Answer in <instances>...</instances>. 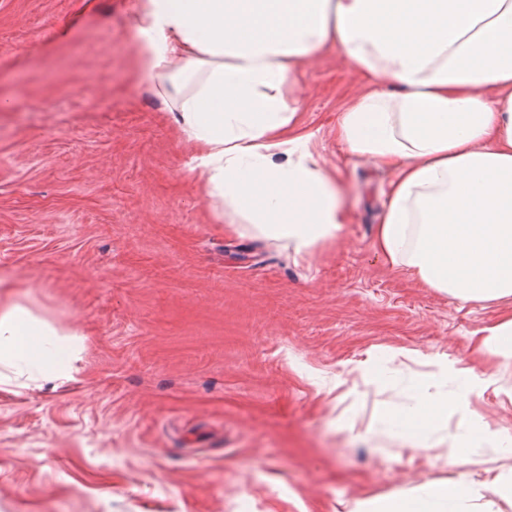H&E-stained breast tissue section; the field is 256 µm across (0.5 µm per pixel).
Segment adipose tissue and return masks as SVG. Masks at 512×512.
I'll use <instances>...</instances> for the list:
<instances>
[{
	"label": "adipose tissue",
	"mask_w": 512,
	"mask_h": 512,
	"mask_svg": "<svg viewBox=\"0 0 512 512\" xmlns=\"http://www.w3.org/2000/svg\"><path fill=\"white\" fill-rule=\"evenodd\" d=\"M136 38L143 76L221 216L301 258L349 220L339 175L320 164L298 116L299 73L337 50L362 87L336 136L392 174L377 257L455 303L512 300V0H140ZM11 288L1 277L0 384L70 381L74 333L12 302ZM429 363L410 403L378 410L368 431L416 454L449 444L456 477L350 512L512 507V470L481 482L469 473L478 449L512 454V429L472 407L489 392L512 399V386L444 353Z\"/></svg>",
	"instance_id": "1"
}]
</instances>
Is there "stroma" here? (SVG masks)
Wrapping results in <instances>:
<instances>
[{
	"label": "stroma",
	"mask_w": 512,
	"mask_h": 512,
	"mask_svg": "<svg viewBox=\"0 0 512 512\" xmlns=\"http://www.w3.org/2000/svg\"><path fill=\"white\" fill-rule=\"evenodd\" d=\"M138 0H0V275L80 335L73 380L0 386V512H348L456 470L441 445L351 438L406 384L355 366L438 353L512 385L460 305L374 253L392 175L347 156L359 81L336 53L300 77L302 129L339 170V241L295 257L217 216L139 72Z\"/></svg>",
	"instance_id": "stroma-1"
}]
</instances>
